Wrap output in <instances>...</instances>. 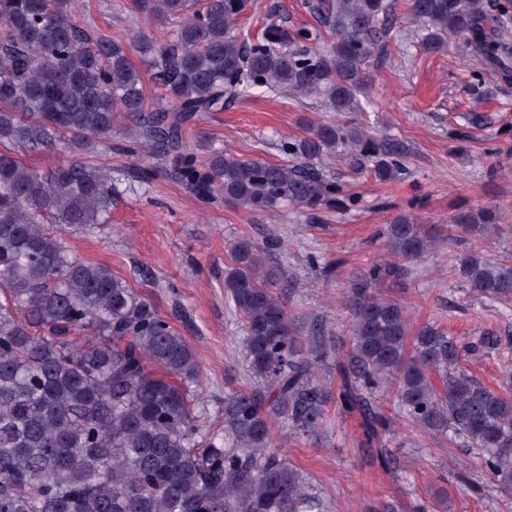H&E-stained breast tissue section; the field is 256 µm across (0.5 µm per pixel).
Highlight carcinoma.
Returning a JSON list of instances; mask_svg holds the SVG:
<instances>
[{"label": "carcinoma", "instance_id": "1", "mask_svg": "<svg viewBox=\"0 0 512 512\" xmlns=\"http://www.w3.org/2000/svg\"><path fill=\"white\" fill-rule=\"evenodd\" d=\"M168 26L164 40L132 36L162 89L148 103L120 39L87 28L73 0H0V512H321L309 477L274 448L275 428L323 429L336 401L379 443L390 396L423 433L460 442L499 489L512 492V374L494 390L459 371L462 344L432 324L411 323L400 300L377 286L401 284L441 237L396 216L382 232L389 259L348 291L350 350L334 394L317 378L327 350L309 347L266 264L271 244L235 247L224 296L245 325L252 388L224 392V435L196 439L202 385L186 337L121 277L72 257L69 229L109 221L112 171L78 159L41 170L20 153L70 140L107 145L122 117L135 143L181 156L183 129L200 112L224 110L246 89L322 95L335 112H357L384 47L392 0H316L336 41L270 23L255 41L236 32L251 0H133ZM428 27L427 52L449 38L504 79L512 77V0H406ZM351 144L349 166L373 163L387 178L395 147L363 127L323 123L283 142L293 159L273 164L211 150L183 159L177 178L250 213L295 204L320 213L345 206L341 187L313 160ZM448 230L502 234L489 208L459 207ZM449 273L490 301L512 298V256L456 254Z\"/></svg>", "mask_w": 512, "mask_h": 512}]
</instances>
